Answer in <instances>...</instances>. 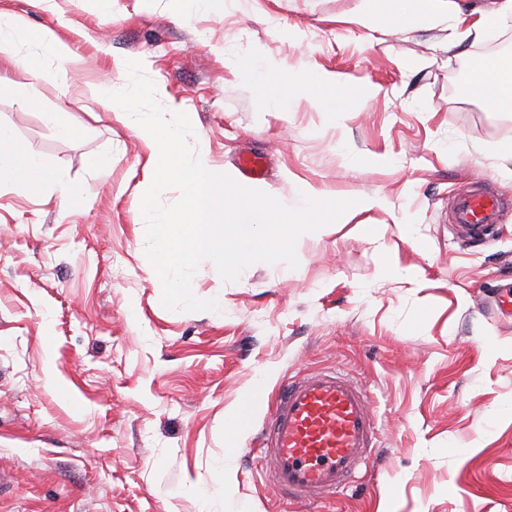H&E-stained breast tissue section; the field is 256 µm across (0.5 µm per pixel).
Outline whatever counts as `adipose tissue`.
<instances>
[{
    "label": "adipose tissue",
    "instance_id": "ef3b65f1",
    "mask_svg": "<svg viewBox=\"0 0 512 512\" xmlns=\"http://www.w3.org/2000/svg\"><path fill=\"white\" fill-rule=\"evenodd\" d=\"M402 27L429 29L440 23L448 25V47L463 49L484 41L487 36L512 21V0H495L491 10L479 11L470 18L466 0H356L352 22L366 29L379 30L383 20ZM29 43L36 54L26 56L34 77H41L43 58L66 60L70 47L50 32L34 33L12 18L0 17V54L14 59L15 47ZM237 72L250 79L262 96L278 111H288L293 94L335 89V74L315 69L297 72L289 83H281L273 65L259 57L234 59ZM480 78L473 93L491 112H512V72L496 56H486L479 68ZM26 182L31 189L52 187L74 198L78 188L65 170L47 167L42 157L18 144L11 129L0 126V185Z\"/></svg>",
    "mask_w": 512,
    "mask_h": 512
}]
</instances>
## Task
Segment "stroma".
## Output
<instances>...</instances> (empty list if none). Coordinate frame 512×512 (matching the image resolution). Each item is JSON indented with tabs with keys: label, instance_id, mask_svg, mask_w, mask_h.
<instances>
[{
	"label": "stroma",
	"instance_id": "35a3bbf8",
	"mask_svg": "<svg viewBox=\"0 0 512 512\" xmlns=\"http://www.w3.org/2000/svg\"><path fill=\"white\" fill-rule=\"evenodd\" d=\"M354 5L211 0L187 23L179 0H0L72 51L38 79L0 66V123L80 189L0 187V512H203L209 497L224 512H512V318L488 309L512 290L497 155L512 114L454 89L495 41L512 48V27L461 53L447 25L378 34L351 22ZM250 54L339 75L341 118L304 95L268 107L231 66ZM130 60L212 167L237 175L259 155L272 195L307 184L388 207L301 235L288 272L258 263L226 283L203 262L193 291L218 311L165 308L136 205L148 152L108 107ZM57 109L73 136L45 123ZM485 191L505 222L471 246L454 200ZM324 370L368 385L378 447L335 498L288 501L258 434L285 380Z\"/></svg>",
	"mask_w": 512,
	"mask_h": 512
}]
</instances>
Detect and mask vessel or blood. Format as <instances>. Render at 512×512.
I'll return each mask as SVG.
<instances>
[{
  "label": "vessel or blood",
  "instance_id": "1",
  "mask_svg": "<svg viewBox=\"0 0 512 512\" xmlns=\"http://www.w3.org/2000/svg\"><path fill=\"white\" fill-rule=\"evenodd\" d=\"M502 203L494 194L460 198L463 235L481 240ZM267 478L291 500L324 502L350 485L377 446L370 396L358 382L333 371L283 384L261 430Z\"/></svg>",
  "mask_w": 512,
  "mask_h": 512
}]
</instances>
